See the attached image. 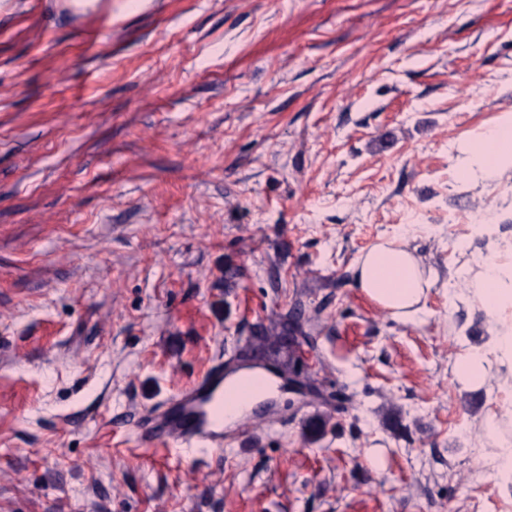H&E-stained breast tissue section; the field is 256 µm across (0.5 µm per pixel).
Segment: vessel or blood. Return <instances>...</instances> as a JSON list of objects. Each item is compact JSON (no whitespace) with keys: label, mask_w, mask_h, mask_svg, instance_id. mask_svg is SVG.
<instances>
[{"label":"vessel or blood","mask_w":512,"mask_h":512,"mask_svg":"<svg viewBox=\"0 0 512 512\" xmlns=\"http://www.w3.org/2000/svg\"><path fill=\"white\" fill-rule=\"evenodd\" d=\"M240 378L254 384L270 375L263 370H234L227 360L214 362L189 387L140 417L135 425L140 445L213 449L223 447L230 436L248 435L250 415L231 395L232 381Z\"/></svg>","instance_id":"obj_1"}]
</instances>
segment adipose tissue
I'll list each match as a JSON object with an SVG mask.
<instances>
[{
	"label": "adipose tissue",
	"instance_id": "ef3b65f1",
	"mask_svg": "<svg viewBox=\"0 0 512 512\" xmlns=\"http://www.w3.org/2000/svg\"><path fill=\"white\" fill-rule=\"evenodd\" d=\"M458 157L469 180L494 184L512 174V168L471 141L458 146ZM463 299L482 308L486 339L478 351L468 353L455 366L454 376L467 388L500 381L501 366L512 367V282L503 283L493 264L464 265L459 271ZM355 284L377 306L401 322L425 314L433 286L432 274L410 250L404 238L384 239L363 252L354 264Z\"/></svg>",
	"mask_w": 512,
	"mask_h": 512
}]
</instances>
